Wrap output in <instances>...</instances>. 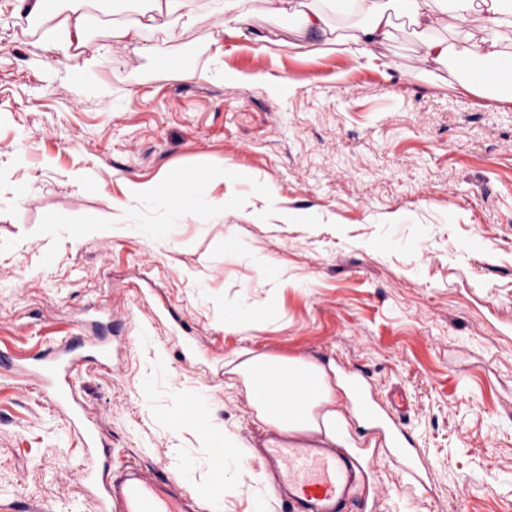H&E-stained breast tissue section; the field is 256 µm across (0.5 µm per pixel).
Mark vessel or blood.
<instances>
[{"label": "vessel or blood", "instance_id": "obj_1", "mask_svg": "<svg viewBox=\"0 0 512 512\" xmlns=\"http://www.w3.org/2000/svg\"><path fill=\"white\" fill-rule=\"evenodd\" d=\"M39 378L51 388L57 402L69 403L74 376L86 362L108 366L112 352L100 345L73 347L71 337L57 340L55 346L36 355ZM250 381L258 393L277 399L282 414H293L306 393L307 379H290L288 384L273 382L264 369H256ZM364 375H353L348 383L354 406L362 418L386 432L392 448L391 459L398 464L403 478L414 489H425L415 454L404 439L400 408H386L368 393ZM262 463L290 512H362L355 495L363 478V467L348 449L329 448L316 436L299 440L269 437L262 449ZM91 485L100 502L101 512H197L190 489L161 480L152 473L133 467L113 476L111 462H104L101 475Z\"/></svg>", "mask_w": 512, "mask_h": 512}]
</instances>
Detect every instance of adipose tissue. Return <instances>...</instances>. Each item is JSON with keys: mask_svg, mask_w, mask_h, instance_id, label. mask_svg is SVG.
I'll use <instances>...</instances> for the list:
<instances>
[{"mask_svg": "<svg viewBox=\"0 0 512 512\" xmlns=\"http://www.w3.org/2000/svg\"><path fill=\"white\" fill-rule=\"evenodd\" d=\"M90 0H21L29 15L58 19L59 24L51 30L52 40L71 49L66 56L70 71L85 73L92 65L84 57L81 48L85 42V28L91 19L87 10ZM139 6V17L131 23L117 27L114 38L126 42L139 40L148 21L156 16L191 17L195 0H135ZM296 12L303 17L300 37L303 45H311L313 39L326 37L329 15H357L358 20L351 41L358 55H365L370 46L380 45L393 36L395 19L403 15L418 27L422 38L423 56L427 64L446 66L458 62L455 46L448 41L430 36L429 18L432 13L452 15L460 26H467L474 15H481L484 34L474 41L469 56L479 59L485 67L483 86L503 85L504 80L497 71L502 59L498 35L501 30L512 29V0H296ZM264 366L269 372L288 378L308 376L312 384L306 392L298 411L291 416L281 415L274 402L258 393H250L257 417L269 426L285 433L306 430H325L335 436L336 423L340 416L336 411V387L326 369L316 363L298 358H280L257 355L241 361L234 371L248 377L252 368Z\"/></svg>", "mask_w": 512, "mask_h": 512, "instance_id": "adipose-tissue-1", "label": "adipose tissue"}]
</instances>
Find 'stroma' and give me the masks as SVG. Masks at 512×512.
<instances>
[{
	"label": "stroma",
	"mask_w": 512,
	"mask_h": 512,
	"mask_svg": "<svg viewBox=\"0 0 512 512\" xmlns=\"http://www.w3.org/2000/svg\"><path fill=\"white\" fill-rule=\"evenodd\" d=\"M244 7L278 43L227 34L199 0L117 45L132 14L102 0L76 81L0 0V351L47 350L99 308L83 336L119 356L76 390L114 467L182 481L205 512H288L248 452L265 425L233 371L246 351L404 390L430 497L336 403L343 446L376 457L365 512H512V90L426 74L403 21L358 58L332 37L296 48L300 19L274 0ZM185 170L223 217L134 192ZM190 396L231 448L172 420ZM89 465L47 396L0 377V512H96Z\"/></svg>",
	"instance_id": "1"
}]
</instances>
